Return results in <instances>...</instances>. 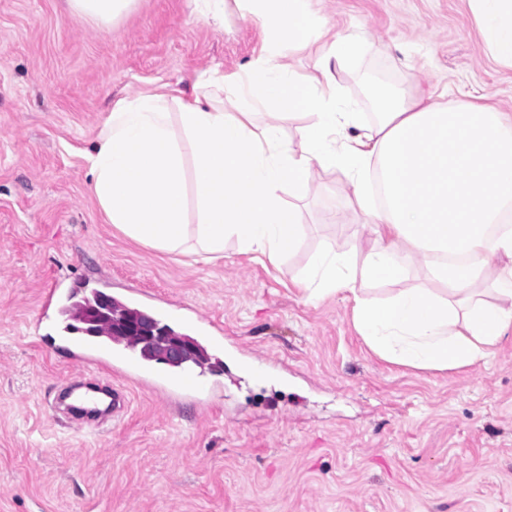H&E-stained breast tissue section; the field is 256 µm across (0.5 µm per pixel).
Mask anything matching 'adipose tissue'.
<instances>
[{
  "label": "adipose tissue",
  "instance_id": "adipose-tissue-1",
  "mask_svg": "<svg viewBox=\"0 0 512 512\" xmlns=\"http://www.w3.org/2000/svg\"><path fill=\"white\" fill-rule=\"evenodd\" d=\"M259 21L265 52L246 69L200 76L190 98L123 97L84 159L107 223L131 240L209 261L225 241L280 265L307 228L294 198L315 169L351 179L369 228L362 253L328 242L295 279L306 302H351L355 325L381 358L423 370L487 361L512 338V115L492 104L446 107L404 90L383 92L378 118L339 105L333 64L354 57L359 37H336L302 80L278 62L318 39L312 0H236ZM490 54L512 66V0H469ZM234 101L235 111L224 109ZM270 114L260 124L256 113ZM309 115L298 143L281 123ZM292 202H285V194ZM424 262L426 286L380 302L365 282L407 277Z\"/></svg>",
  "mask_w": 512,
  "mask_h": 512
}]
</instances>
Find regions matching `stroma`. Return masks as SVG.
Listing matches in <instances>:
<instances>
[{"label": "stroma", "mask_w": 512, "mask_h": 512, "mask_svg": "<svg viewBox=\"0 0 512 512\" xmlns=\"http://www.w3.org/2000/svg\"><path fill=\"white\" fill-rule=\"evenodd\" d=\"M361 55L335 71L366 120L370 85L512 113V67L489 55L467 0H315ZM260 23L228 0L223 26L188 0H134L104 26L65 0H0V512H512V341L484 363L414 370L376 356L351 304L305 302L293 276L327 239L365 248L344 172L315 173L307 235L281 267L224 246L197 262L124 237L83 159L118 98L192 96L200 74L261 54ZM343 227L321 224L325 209ZM101 292L207 350L203 394L122 344L90 360L65 305ZM76 377L125 408L100 426L51 410Z\"/></svg>", "instance_id": "1"}]
</instances>
